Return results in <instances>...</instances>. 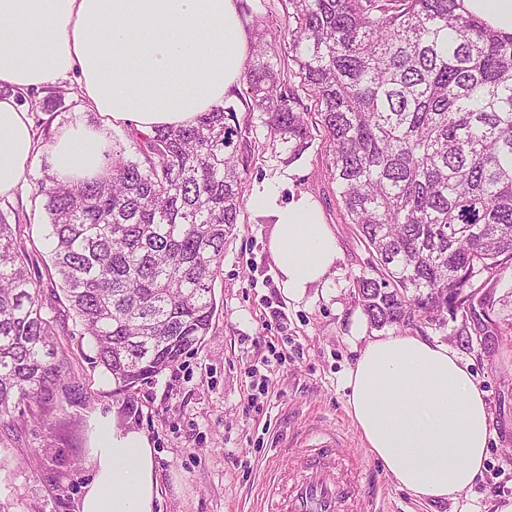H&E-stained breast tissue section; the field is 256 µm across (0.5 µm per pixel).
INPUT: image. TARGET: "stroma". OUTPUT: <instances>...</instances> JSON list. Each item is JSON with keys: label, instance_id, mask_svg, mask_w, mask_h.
Returning <instances> with one entry per match:
<instances>
[{"label": "stroma", "instance_id": "1", "mask_svg": "<svg viewBox=\"0 0 512 512\" xmlns=\"http://www.w3.org/2000/svg\"><path fill=\"white\" fill-rule=\"evenodd\" d=\"M323 153L316 142L289 164L254 157L247 186L271 185L282 200L302 193L316 202L341 253L328 283L309 288L302 302L288 301L268 248L274 220L247 201L224 245L208 336L149 382L117 391L92 364L80 327L58 323L70 373L48 397L21 404L0 423V512H77L90 476L88 422L98 411L149 437L160 474L158 512H254L269 461L287 465L306 440L327 436L361 460L366 495L349 512H454L452 501H420L399 489L347 411L343 378L363 345L354 332L363 315L354 280L376 258L345 222ZM46 160L38 155L16 196L0 199V211L23 217L31 277L49 301L53 240L36 185ZM474 290L482 312L461 310L417 333L457 351L487 394L493 437L468 502L472 512H498L512 503V261L501 275L477 276Z\"/></svg>", "mask_w": 512, "mask_h": 512}]
</instances>
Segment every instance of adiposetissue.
I'll list each match as a JSON object with an SVG mask.
<instances>
[{
	"label": "adipose tissue",
	"instance_id": "adipose-tissue-1",
	"mask_svg": "<svg viewBox=\"0 0 512 512\" xmlns=\"http://www.w3.org/2000/svg\"><path fill=\"white\" fill-rule=\"evenodd\" d=\"M248 35L237 0H0V198L14 196L37 155L34 124L17 93L77 74L79 122L47 148L54 175H101L108 130L195 123L242 81ZM274 217L268 248L289 301L326 282L340 258L321 210L302 195L281 201L256 187ZM347 407L366 448L394 483L425 501L468 496L492 437L489 405L469 365L448 346L410 333L369 337L344 379ZM95 426L79 512H155L160 474L141 431L103 414Z\"/></svg>",
	"mask_w": 512,
	"mask_h": 512
}]
</instances>
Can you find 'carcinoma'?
<instances>
[{
    "label": "carcinoma",
    "mask_w": 512,
    "mask_h": 512,
    "mask_svg": "<svg viewBox=\"0 0 512 512\" xmlns=\"http://www.w3.org/2000/svg\"><path fill=\"white\" fill-rule=\"evenodd\" d=\"M462 2L288 0L281 37L292 68L270 58L261 17L244 66L264 143L221 104L191 125L128 127L134 152L112 141L97 178L70 184L43 166L62 295L44 303L1 212L0 418L69 375L54 344L60 312L122 392L205 340L258 146L288 163L323 137L343 215L376 257L374 275L354 281L373 327L456 315L476 276L512 260V35Z\"/></svg>",
    "instance_id": "obj_1"
}]
</instances>
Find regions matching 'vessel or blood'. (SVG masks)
<instances>
[{"label":"vessel or blood","instance_id":"b4317fda","mask_svg":"<svg viewBox=\"0 0 512 512\" xmlns=\"http://www.w3.org/2000/svg\"><path fill=\"white\" fill-rule=\"evenodd\" d=\"M354 457L337 459L334 439L293 456L292 471L273 468L264 485L267 512H344L361 493Z\"/></svg>","mask_w":512,"mask_h":512}]
</instances>
